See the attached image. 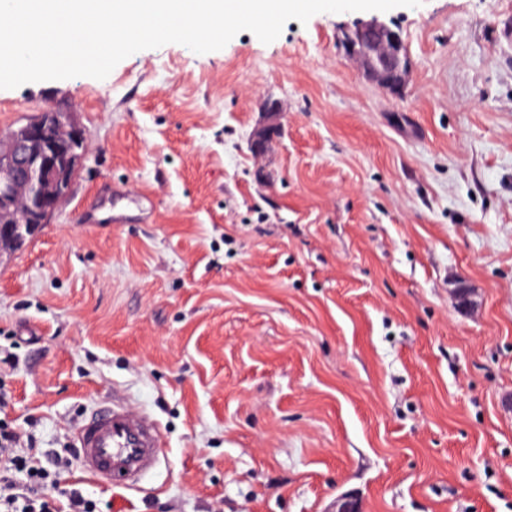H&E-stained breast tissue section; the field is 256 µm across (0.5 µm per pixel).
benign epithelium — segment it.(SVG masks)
I'll return each instance as SVG.
<instances>
[{"instance_id": "7a95c632", "label": "benign epithelium", "mask_w": 512, "mask_h": 512, "mask_svg": "<svg viewBox=\"0 0 512 512\" xmlns=\"http://www.w3.org/2000/svg\"><path fill=\"white\" fill-rule=\"evenodd\" d=\"M345 54L379 85H403L409 59L401 35L373 18L342 40ZM267 121L251 135L250 147L261 156L279 133L280 112L270 104ZM86 130L70 113L46 110L26 123L0 131V229L8 237L34 233L49 221L69 193L84 152ZM329 512H361L352 496H340Z\"/></svg>"}]
</instances>
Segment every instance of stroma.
I'll use <instances>...</instances> for the list:
<instances>
[{
	"mask_svg": "<svg viewBox=\"0 0 512 512\" xmlns=\"http://www.w3.org/2000/svg\"><path fill=\"white\" fill-rule=\"evenodd\" d=\"M368 17L0 89V129L63 109L89 135L48 224L0 252V422L60 470L58 506L512 512V0L383 13L397 91L341 47ZM115 396L164 436L133 489L56 464ZM263 113H265L267 121L255 129L250 138V147L252 151L259 156L266 152L269 143L280 130V112L277 107L270 104Z\"/></svg>",
	"mask_w": 512,
	"mask_h": 512,
	"instance_id": "stroma-1",
	"label": "stroma"
}]
</instances>
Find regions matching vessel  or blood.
<instances>
[{
  "instance_id": "obj_1",
  "label": "vessel or blood",
  "mask_w": 512,
  "mask_h": 512,
  "mask_svg": "<svg viewBox=\"0 0 512 512\" xmlns=\"http://www.w3.org/2000/svg\"><path fill=\"white\" fill-rule=\"evenodd\" d=\"M75 446L83 471L95 482L133 487L156 468L163 442L155 423L115 400L81 422Z\"/></svg>"
}]
</instances>
